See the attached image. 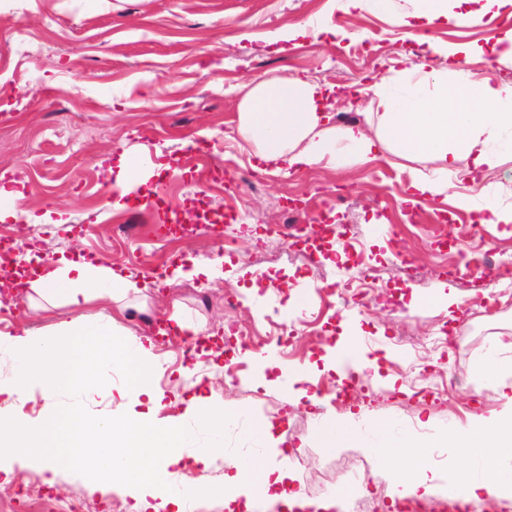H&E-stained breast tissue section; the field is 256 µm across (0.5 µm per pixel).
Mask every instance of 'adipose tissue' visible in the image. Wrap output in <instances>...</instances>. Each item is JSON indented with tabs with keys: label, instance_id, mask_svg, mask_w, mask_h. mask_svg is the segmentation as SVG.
<instances>
[{
	"label": "adipose tissue",
	"instance_id": "ef3b65f1",
	"mask_svg": "<svg viewBox=\"0 0 512 512\" xmlns=\"http://www.w3.org/2000/svg\"><path fill=\"white\" fill-rule=\"evenodd\" d=\"M410 11L396 14L406 36L420 52L407 70V83L396 90L387 79L372 91L385 104L377 113L375 129L359 123L338 125L328 105L327 85L294 75L252 81L238 103L237 134L241 149L255 159L258 171L274 169L300 173L315 166L335 167L342 149L355 163L365 165L390 153L407 161L433 162L431 173H409L416 202L449 201L471 210L473 197L459 192L464 183H476L478 174L495 170L500 159L488 144L502 133H512V81H474L461 72L463 45L428 36V28L456 24L479 15L512 18V0H416ZM114 188L124 199L160 172L159 166L121 155ZM29 270L22 282L27 302L36 310L80 308L102 298L122 303L143 287L132 277L90 261L57 260L26 254ZM98 324L82 328L61 324L49 337L31 332L0 335L25 368L9 383L0 382V396L20 401L33 390L51 395L83 392L101 368L126 370L129 383L119 391L122 400L136 406L147 403V413L114 423L99 420L86 427L70 409L50 421L0 423V475L12 480L16 466L40 465L47 483H54L59 465L73 451L93 450L95 468L88 480L93 493L115 492L130 499L129 512H186L188 498L218 499L225 512H256L259 504L282 505L287 512H345V496L320 498L293 488L296 476L288 457L270 463L258 454L240 455L228 463L224 483H189V496L164 491L170 477L192 465H208V451L187 448L184 424L157 418L163 393L155 380L164 367L150 343L129 345L105 342ZM478 374L490 378L504 401L499 416L472 417L466 428L448 442L462 449L469 464L450 471L432 464L433 444L401 439L386 424L374 427L377 452L387 463V494L393 499L439 495L478 501L512 497V361L489 355ZM60 435L62 450L55 456L37 452L34 440L46 433Z\"/></svg>",
	"mask_w": 512,
	"mask_h": 512
}]
</instances>
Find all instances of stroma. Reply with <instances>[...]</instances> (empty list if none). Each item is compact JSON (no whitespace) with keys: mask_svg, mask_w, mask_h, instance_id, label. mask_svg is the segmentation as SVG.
<instances>
[{"mask_svg":"<svg viewBox=\"0 0 512 512\" xmlns=\"http://www.w3.org/2000/svg\"><path fill=\"white\" fill-rule=\"evenodd\" d=\"M311 19L344 31L345 39L305 37L285 51L266 44L268 32ZM417 49L392 16L347 13L328 0H0V107L8 112L0 117V185L25 194L16 217L0 221V234L20 253L82 256L136 275L163 267L188 271L148 292L143 313H121L107 301L85 311L35 313L26 300L7 299L0 311L10 317L8 331L39 334L100 312L115 318L116 334L141 337L149 321L169 315L178 302L187 319L206 320L219 336L231 324L258 336L285 333L291 344L277 351L278 366L267 370L264 386L254 383L253 361L229 379L223 358L193 359L155 346L165 367L157 380L165 396L158 418L184 416L189 397L209 391L240 413L224 430L223 453L211 456L207 469H187L186 478L222 482L227 457L258 448L251 423L266 417L277 423L284 448L303 457L294 471L308 496L345 490L353 500L375 498L378 512H398L378 456L365 450L378 441L372 425L384 422L397 436L441 441L469 415L497 408L493 391L472 369L498 343H512V281L490 276L477 285L456 270L474 251L512 262V225L479 223L476 213L449 203L408 202L407 170L429 171L426 161L390 155L368 166L258 173L239 147L236 126L245 84L301 73L361 89L357 104L340 99L332 111L364 121L379 109L366 86L399 76L407 67L404 54ZM188 140L199 144L191 155L184 148ZM497 148L503 163L480 177L485 192L479 203L512 210V140ZM141 149L163 170L143 186L138 202L114 208L118 156ZM160 198L183 211L203 201L230 219L215 228L199 225L178 239L162 229ZM295 198L303 203L298 226L332 212L342 234L331 249L299 250L283 232L287 202ZM116 224L131 225L132 240L116 238ZM228 237L234 250L226 255ZM349 258L366 274V297L345 286ZM491 291L498 303L489 309ZM441 292L452 293L455 310L416 302L418 295ZM295 294L304 307L300 315H286ZM459 318L465 331L447 343ZM348 332L360 335L378 368L364 372L353 398L340 403L334 392L339 376L323 358L327 346ZM308 362L315 368L304 387L318 396L319 406L284 402L275 378ZM452 371L462 382L443 391L442 380ZM73 404L91 424L125 415L95 392H36L21 402L0 396V419L46 420ZM322 420L352 424L364 448L323 452L308 439ZM84 471L62 467L49 486L30 465L12 485L54 512L73 502L90 512H125L121 495L90 493ZM354 473L365 477L364 490L354 489Z\"/></svg>","mask_w":512,"mask_h":512,"instance_id":"35a3bbf8","label":"stroma"}]
</instances>
